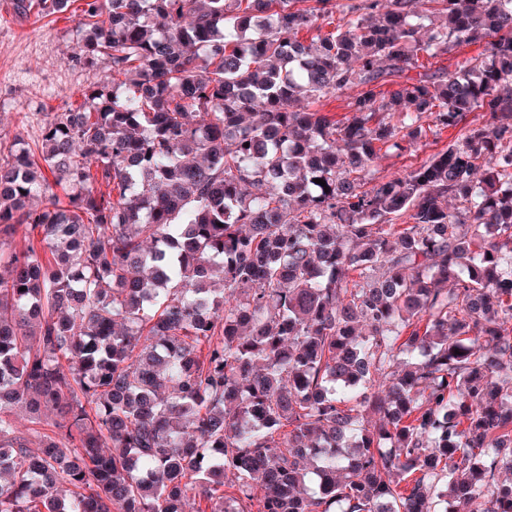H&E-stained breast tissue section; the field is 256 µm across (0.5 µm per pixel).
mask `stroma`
Here are the masks:
<instances>
[{"label": "stroma", "instance_id": "35a3bbf8", "mask_svg": "<svg viewBox=\"0 0 512 512\" xmlns=\"http://www.w3.org/2000/svg\"><path fill=\"white\" fill-rule=\"evenodd\" d=\"M14 0H0V158L5 159L16 140L28 148L40 143L41 130L54 113L80 106L84 92L107 74L106 60L87 66L76 59L77 16L65 12L21 19ZM460 134L448 128L428 146L400 157L379 160L370 176L381 180L414 167L445 149Z\"/></svg>", "mask_w": 512, "mask_h": 512}]
</instances>
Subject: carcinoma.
I'll return each mask as SVG.
<instances>
[{"label":"carcinoma","mask_w":512,"mask_h":512,"mask_svg":"<svg viewBox=\"0 0 512 512\" xmlns=\"http://www.w3.org/2000/svg\"><path fill=\"white\" fill-rule=\"evenodd\" d=\"M78 11L112 79L0 162V512H512V0ZM483 49L484 46L482 44L462 45L453 50L451 53H448L447 55L429 60V63L431 62V65L426 63L424 59L425 66H427V69L430 68L431 70L447 69L452 71L455 68V63L457 62V60H461L464 57L477 56L479 53L483 51ZM352 94H354L352 90H346L338 94H329L323 99V111L328 112L336 121H345V118L350 116L348 102ZM449 127L448 130H444L441 133V138L434 139L431 135L428 137L430 143L427 147H420L417 151L406 153L400 157H388L379 160L373 167L370 173V178H373L372 182L368 184L371 186L373 183L381 180L385 176L391 175V173L398 170H404L409 166H417L423 161L427 160L434 153L445 149L448 144H452L457 137L461 134V127Z\"/></svg>","instance_id":"carcinoma-1"}]
</instances>
